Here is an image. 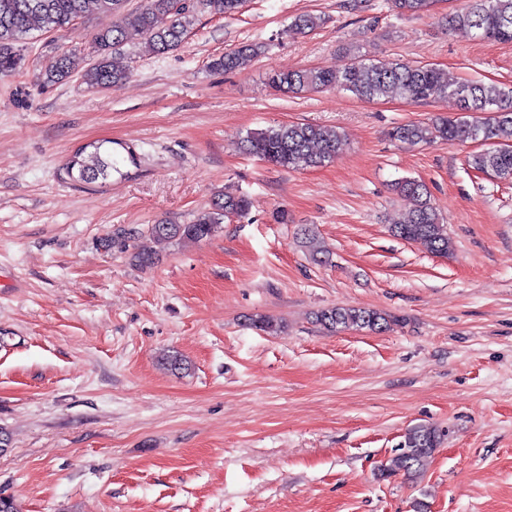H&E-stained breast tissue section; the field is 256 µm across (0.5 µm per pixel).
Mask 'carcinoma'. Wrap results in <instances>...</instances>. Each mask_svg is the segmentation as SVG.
Returning <instances> with one entry per match:
<instances>
[{"instance_id":"cac0c4a2","label":"carcinoma","mask_w":512,"mask_h":512,"mask_svg":"<svg viewBox=\"0 0 512 512\" xmlns=\"http://www.w3.org/2000/svg\"><path fill=\"white\" fill-rule=\"evenodd\" d=\"M125 0H0V74L17 70L22 60L19 44L38 23L46 32L74 25L96 12L117 16L112 27L95 33L91 40L96 62L83 80L91 87L110 89L124 83L130 75L124 47L146 39L158 53H166L184 41L195 16L200 12L226 17L241 8L244 0H145L132 11ZM435 0H390L399 16L420 15L430 10ZM321 19L303 14L295 18L291 31L308 33L320 26ZM450 30H462L482 39L512 42V0H469V5L444 17ZM260 43L243 42L214 59L211 68L224 72L245 67L264 53ZM70 77L68 57L57 56L45 70L48 82H62ZM270 86L284 94H301L315 89H337L364 101H374L398 94L413 103L436 98L457 102L453 117H437L429 122H410L394 126L390 139L406 144H463L491 141L496 147L474 151L468 165L497 179L512 181V90L495 84L445 79L430 65L407 62L366 60L352 53L338 70L319 68L275 71ZM343 138L335 130L308 123H289L254 130L244 140L246 154L266 163L292 170L320 167L333 161L343 150ZM118 159L106 142L89 143L79 148L64 164L66 175L85 186H101L112 177ZM393 192L415 201V207L400 224L392 226L396 237L418 243L433 254L446 256L452 250L447 225L431 202L426 185L404 177L392 184ZM251 202L245 195L226 193L212 208L200 213L190 224L160 220L147 230L133 234L137 239L132 254L140 266H151L158 259L156 246L172 241H202L212 236L217 225L232 216L248 214ZM302 244L311 259L325 263L330 251L309 227L301 230ZM315 322L328 331L349 330L384 332L401 319L373 309L331 306L315 314ZM249 324L271 336L282 333L274 318L255 314ZM443 432L432 426H417L403 436L400 451L381 470V476L403 475L416 481L423 476L429 458L439 447Z\"/></svg>"}]
</instances>
